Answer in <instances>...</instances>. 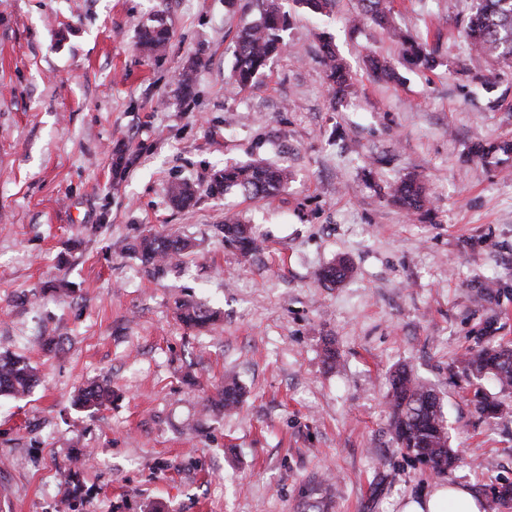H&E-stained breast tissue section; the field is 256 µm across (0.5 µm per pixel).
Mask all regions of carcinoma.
<instances>
[{
    "label": "carcinoma",
    "mask_w": 512,
    "mask_h": 512,
    "mask_svg": "<svg viewBox=\"0 0 512 512\" xmlns=\"http://www.w3.org/2000/svg\"><path fill=\"white\" fill-rule=\"evenodd\" d=\"M360 20H370L388 31L400 45L404 59L411 65L433 70L438 65L437 50L395 25L392 0H360ZM259 17L241 21L234 45V65L228 84L235 89L250 87L264 72L269 61L279 54L284 44L281 32L287 17L281 11L279 0H257ZM460 26L471 49L490 59L495 65L512 64V0H472L470 11L460 19ZM170 33L162 24L145 26L139 32V49L148 59H160L167 48ZM323 64L335 98L341 100L351 93L352 84L345 66L339 61L329 43L323 44ZM373 75L379 79H394L396 73L377 57L368 60ZM196 65L191 63L180 73L179 84L184 96L195 95ZM288 169L262 162L226 165L214 172L207 187L208 194L221 196L238 191L251 200H262L275 195L288 184ZM171 203L186 208L195 200V190L184 182H173L168 187ZM392 201L408 212L423 209L426 196L421 183L405 178L390 187ZM224 245L249 255L259 245L242 222L234 216L224 217L217 225ZM191 243L178 236L150 233L137 238L129 246L131 253L149 274H160L176 265L189 251ZM351 267L340 262L329 267L324 280L337 283L345 280ZM176 317L187 328L202 329L215 325L220 312L190 298L175 301ZM464 369L478 375L487 369L496 370L501 391L512 390V346L492 343L470 354L464 360ZM37 378L35 368L24 359L0 356V396L18 398L29 392ZM114 392L108 385L92 384L78 389L73 406L84 411H96L112 403ZM242 387L234 378L224 380L212 395L205 397L203 411L207 415L232 409L240 403ZM475 408L495 414L499 401L489 398L481 389L473 393ZM390 427L397 445L403 449L428 448L430 469L442 474L455 467L458 457L449 444V436L441 403L434 389L422 383L403 367L391 378L389 397Z\"/></svg>",
    "instance_id": "obj_1"
}]
</instances>
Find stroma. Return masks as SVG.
<instances>
[{
	"mask_svg": "<svg viewBox=\"0 0 512 512\" xmlns=\"http://www.w3.org/2000/svg\"><path fill=\"white\" fill-rule=\"evenodd\" d=\"M250 2L0 0V353L38 371L28 396L0 398V512H399L438 480L505 512L490 498L512 480V395L460 361L512 343V153L469 152L512 141V69L471 51L457 21L469 0H394L397 24L437 46L432 71L403 67L374 23L351 27L359 0L325 15L279 0L287 49L233 95ZM157 16L171 38L155 61L136 43ZM325 37L357 87L341 101ZM373 54L401 80H376ZM195 60L186 100L178 76ZM253 159L287 166L288 187L263 200L208 194L214 170ZM407 175L424 183L427 213L389 198ZM174 180L196 189L192 206L170 204ZM228 212L261 239L254 255L225 247L216 226ZM148 230L195 247L150 277L128 250ZM341 258L352 277L322 282ZM62 281L71 297L53 291ZM186 295L220 311L216 330L176 322ZM401 365L440 397L460 457L445 474L393 442L389 376ZM228 375L241 405L197 421ZM106 379L111 405L73 407L76 389ZM477 385L504 399L501 413L476 412Z\"/></svg>",
	"mask_w": 512,
	"mask_h": 512,
	"instance_id": "1",
	"label": "stroma"
}]
</instances>
